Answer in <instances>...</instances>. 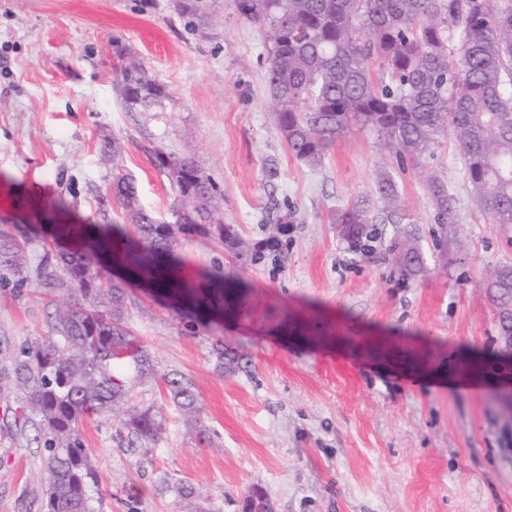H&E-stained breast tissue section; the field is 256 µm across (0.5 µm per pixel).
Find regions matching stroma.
I'll return each instance as SVG.
<instances>
[{
    "label": "stroma",
    "mask_w": 512,
    "mask_h": 512,
    "mask_svg": "<svg viewBox=\"0 0 512 512\" xmlns=\"http://www.w3.org/2000/svg\"><path fill=\"white\" fill-rule=\"evenodd\" d=\"M184 0H0V226L120 224L115 173L142 205L170 219L175 189L154 150L192 154L217 186L219 216L261 245L240 271L230 317L202 319L139 282L129 326L161 371L193 385L212 432L199 444L157 379L132 406L163 421L157 443L82 423L100 480V512H242L260 494L271 512H512V410L492 390L512 363L502 347L493 272L512 266V227L492 223L462 156L444 138L422 169L391 172L421 236L425 271L403 278L388 250L342 240L338 207L374 198L384 156L375 135L337 138L321 165L289 153L266 107L267 28L232 0H206L197 28ZM128 47L170 94L125 111L113 42ZM120 148L115 160L101 147ZM443 177L458 222L447 248L420 175ZM175 250L184 280L229 268L224 246L196 234ZM56 313L41 288L0 286V353L48 332ZM238 358L221 369L216 339ZM23 404L0 393V512H40L42 451ZM194 496L180 498L178 486Z\"/></svg>",
    "instance_id": "stroma-1"
}]
</instances>
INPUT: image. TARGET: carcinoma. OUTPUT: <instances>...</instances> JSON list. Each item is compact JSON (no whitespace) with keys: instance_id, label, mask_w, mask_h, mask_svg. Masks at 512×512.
<instances>
[{"instance_id":"carcinoma-1","label":"carcinoma","mask_w":512,"mask_h":512,"mask_svg":"<svg viewBox=\"0 0 512 512\" xmlns=\"http://www.w3.org/2000/svg\"><path fill=\"white\" fill-rule=\"evenodd\" d=\"M234 6L270 30L268 106L296 158L318 165L336 137L358 127L377 135L388 155L418 165L447 134L464 156L478 206L493 223L512 226V0H234ZM116 83L129 112L169 99L139 63L120 67ZM154 156L177 194L171 222L144 208L135 182L115 173L112 194L126 223L65 224L60 236L73 245L46 251L34 268L28 263L32 238L0 229V279L11 275L17 287L34 281L45 294L65 299L46 335L0 355V387L24 400L44 449L43 512H95L89 488L98 471L80 432L84 420L110 423L121 413L119 432L158 441L162 421L149 408L129 406L139 379L161 377L174 404L194 419L199 441H208L191 383L160 374L131 337L125 281L81 245L93 236L117 263L178 299L186 290L173 253L179 235L211 236L247 259L249 246L218 217L217 188L199 160L160 149ZM426 182L444 242L456 223L454 199L442 178L429 174ZM376 193L377 211L369 199L336 210L342 239L362 246L377 222L404 223L400 192L385 168ZM390 251L402 276L423 273L414 234L398 232ZM204 279L224 289L214 303L237 299L234 275L208 271ZM490 287L497 311L512 308V294L501 292L512 289L511 266L499 268Z\"/></svg>"}]
</instances>
